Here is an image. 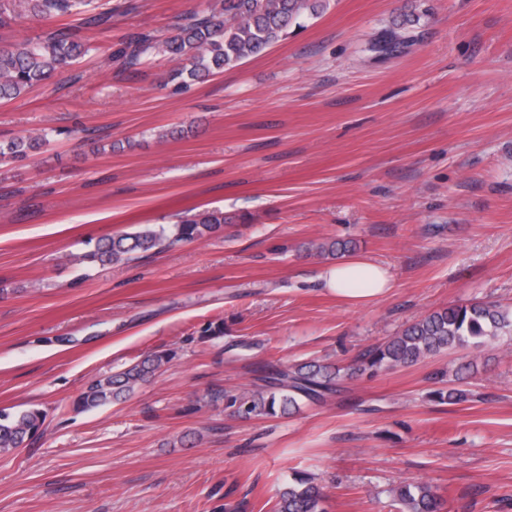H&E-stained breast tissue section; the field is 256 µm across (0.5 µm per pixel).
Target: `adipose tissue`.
Returning <instances> with one entry per match:
<instances>
[{
  "instance_id": "obj_1",
  "label": "adipose tissue",
  "mask_w": 512,
  "mask_h": 512,
  "mask_svg": "<svg viewBox=\"0 0 512 512\" xmlns=\"http://www.w3.org/2000/svg\"><path fill=\"white\" fill-rule=\"evenodd\" d=\"M326 289L354 304H369L385 296L392 279L382 265L364 258H350L326 268L321 275Z\"/></svg>"
}]
</instances>
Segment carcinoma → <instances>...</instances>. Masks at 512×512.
Instances as JSON below:
<instances>
[{
    "instance_id": "cac0c4a2",
    "label": "carcinoma",
    "mask_w": 512,
    "mask_h": 512,
    "mask_svg": "<svg viewBox=\"0 0 512 512\" xmlns=\"http://www.w3.org/2000/svg\"><path fill=\"white\" fill-rule=\"evenodd\" d=\"M328 0H215L209 14L193 18L158 39L138 34L130 39L125 65L134 67L150 49H157L189 63L171 79L210 76L262 53L287 35L288 28L305 13L316 16ZM92 0H0V28L25 16L51 19L57 15L85 12ZM86 52L70 28H54L42 39L18 41L0 49V101L19 98L34 86L64 72ZM49 143L46 133H29L0 142V159L28 156ZM224 213L203 212L181 224L149 225L133 233L98 240L79 261L101 266L130 260L165 242L202 239L221 230ZM512 326V312L496 304L476 302L448 306L422 316L386 343L361 352L346 367L311 361L295 367L270 366L259 377L261 384L239 394L224 393L226 407L251 419L290 415L303 404H321L336 393L343 382L356 375L412 365L431 356L484 338ZM169 355L155 352L138 363L91 382L81 394L85 408L120 402L135 386L155 375L168 363ZM46 415L39 409L14 416L0 412V453L23 448L42 430ZM394 497L400 512H445L446 501L429 483H411L397 488ZM326 495L310 478H295L279 492L271 512H326Z\"/></svg>"
}]
</instances>
